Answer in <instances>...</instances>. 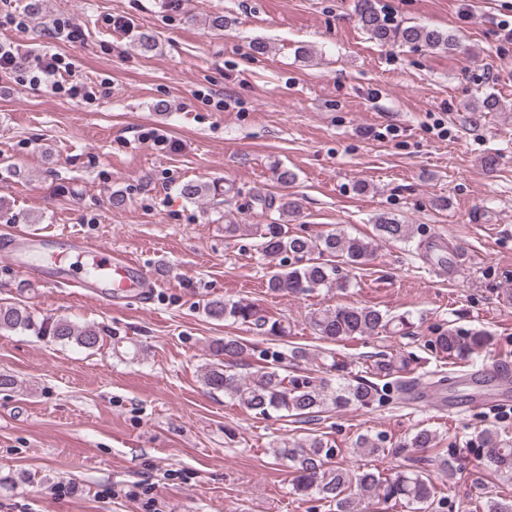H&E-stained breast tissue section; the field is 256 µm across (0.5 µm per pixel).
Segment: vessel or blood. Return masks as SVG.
<instances>
[{"label":"vessel or blood","instance_id":"1","mask_svg":"<svg viewBox=\"0 0 512 512\" xmlns=\"http://www.w3.org/2000/svg\"><path fill=\"white\" fill-rule=\"evenodd\" d=\"M0 253L22 274L77 288L109 303L131 293L155 294L158 282L130 253L103 248L85 236L14 232L0 238Z\"/></svg>","mask_w":512,"mask_h":512}]
</instances>
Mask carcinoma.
<instances>
[{"label": "carcinoma", "mask_w": 512, "mask_h": 512, "mask_svg": "<svg viewBox=\"0 0 512 512\" xmlns=\"http://www.w3.org/2000/svg\"><path fill=\"white\" fill-rule=\"evenodd\" d=\"M353 7L362 29L383 45L420 44L450 51L458 48L452 34L416 25H391L375 0H354ZM224 194V186L217 181H190L180 186V195L190 201ZM251 202L260 206L265 214L277 212L278 217L268 224H226L224 232L230 236L241 231L248 233L258 239L264 258L278 261L267 281V288L272 293L308 294L320 288L342 287L347 283L342 266L353 268L372 253V241L341 228L309 237L290 233L288 218L297 216L298 205L286 194L275 199L256 193L251 195ZM376 228L380 238L386 241L410 243L415 238L414 225L403 224L388 214L376 217ZM203 312L213 320H230L253 328L271 341H279L290 334L284 321L267 317L254 302L210 299L203 303ZM309 323L316 335L331 343L356 336H377L388 331L407 335L413 328L412 317L408 314L391 315L375 307L353 305L318 310L310 316ZM35 327L41 335L50 336L62 344L73 343L88 350L99 347L100 331L95 326H78L65 319H56L37 327L27 308L0 304V333ZM492 340L485 329L450 325L435 337L433 346L451 363L466 364ZM246 351L247 346L237 338L227 336L215 340L211 345L212 360L203 368V382L256 417L284 412L288 416L309 419L326 410L341 411L351 406L368 408L388 402L395 396L403 397L411 385V380L404 376L410 360L393 354H383L373 360L368 366L371 378L367 379L353 373L351 361L334 349L311 356L302 347L292 348L287 355L278 349H264L260 359L266 365L242 375L237 372L238 361ZM287 356L293 361L311 360L321 376L288 375L282 371V361ZM384 442L381 437L374 439L360 435L354 447L372 453L404 455L435 447L436 434L420 429L410 438L388 448L383 446ZM274 455L288 461L294 494H315L335 507V512H360V506L366 500L393 502L410 512H430L440 493L430 475L422 470L405 467L385 476L368 469L348 470L335 460L339 453L333 446L317 434L280 440L275 445ZM472 455L497 474H512V441L495 428H486L467 440L453 437L440 460L444 474L450 478L456 475L461 462Z\"/></svg>", "instance_id": "carcinoma-1"}]
</instances>
